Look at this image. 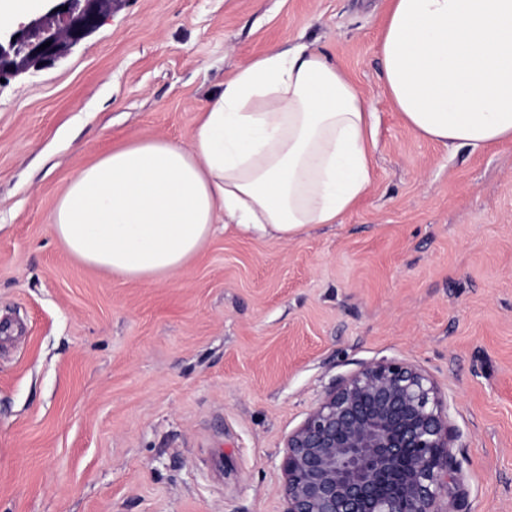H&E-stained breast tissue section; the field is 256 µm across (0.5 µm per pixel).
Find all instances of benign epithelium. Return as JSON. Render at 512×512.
Returning <instances> with one entry per match:
<instances>
[{"mask_svg":"<svg viewBox=\"0 0 512 512\" xmlns=\"http://www.w3.org/2000/svg\"><path fill=\"white\" fill-rule=\"evenodd\" d=\"M0 37V79L54 64L115 0H52ZM50 43L40 49L44 43ZM448 401L420 366L382 357L336 379L285 444L284 512H455Z\"/></svg>","mask_w":512,"mask_h":512,"instance_id":"7a95c632","label":"benign epithelium"}]
</instances>
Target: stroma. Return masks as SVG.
<instances>
[{"label": "stroma", "mask_w": 512, "mask_h": 512, "mask_svg": "<svg viewBox=\"0 0 512 512\" xmlns=\"http://www.w3.org/2000/svg\"><path fill=\"white\" fill-rule=\"evenodd\" d=\"M389 0H117L0 84V512H283L280 464L382 358L448 399L461 512H512V141L421 137L383 89ZM311 42L376 116L366 194L284 241L217 231L153 282L86 265L55 201L132 137L189 143L210 93Z\"/></svg>", "instance_id": "1"}]
</instances>
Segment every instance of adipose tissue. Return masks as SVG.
<instances>
[{
	"label": "adipose tissue",
	"mask_w": 512,
	"mask_h": 512,
	"mask_svg": "<svg viewBox=\"0 0 512 512\" xmlns=\"http://www.w3.org/2000/svg\"><path fill=\"white\" fill-rule=\"evenodd\" d=\"M379 53L387 96L423 137L512 141V0H391ZM373 119L319 48L270 49L209 98L189 144L135 137L82 168L52 230L88 265L152 282L219 224L289 240L340 223L371 183Z\"/></svg>",
	"instance_id": "obj_1"
}]
</instances>
